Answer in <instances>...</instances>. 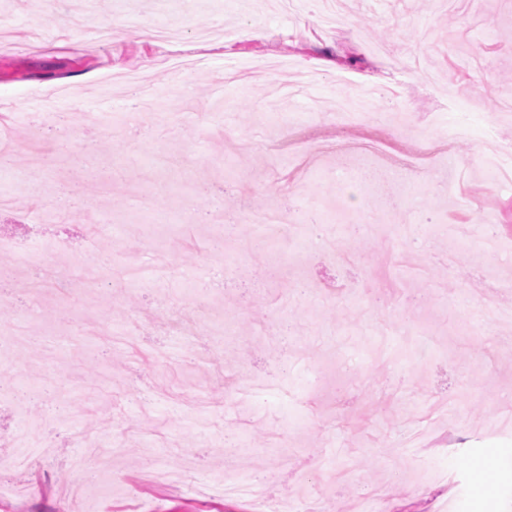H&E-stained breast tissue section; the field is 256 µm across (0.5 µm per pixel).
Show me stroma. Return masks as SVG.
<instances>
[{"label":"stroma","instance_id":"35a3bbf8","mask_svg":"<svg viewBox=\"0 0 512 512\" xmlns=\"http://www.w3.org/2000/svg\"><path fill=\"white\" fill-rule=\"evenodd\" d=\"M341 23L311 0H0V110L15 175L0 178L2 224L90 230L104 278L63 291L24 245L0 248V329L35 343L0 348V458L20 426L53 413L47 461L0 474L18 495L0 512H61L78 481L74 430L120 445L113 478L85 512H246L203 496L256 475L270 502L345 512H512V317L489 321L485 283L502 302L512 243L491 250L477 215L512 216V193L478 171L472 135L430 171L461 190L431 194L402 167L439 141L433 111L475 130L493 122L512 146V0H341ZM223 23L235 37L196 40ZM183 30L155 41L153 27ZM173 54L198 60L183 72ZM244 83L216 93L227 61ZM142 69L151 121L131 131ZM482 87L473 90L474 76ZM378 92L383 120H326L337 103ZM71 113L66 135L50 119ZM291 211L302 250L251 247L255 223ZM166 275L137 288L126 255ZM339 283L323 294L322 282ZM432 352L405 366L414 340ZM46 342V343H47ZM74 399L47 408L27 363ZM447 437L411 454L408 433ZM495 460L491 496L475 465ZM169 473L158 484L153 471Z\"/></svg>","mask_w":512,"mask_h":512}]
</instances>
